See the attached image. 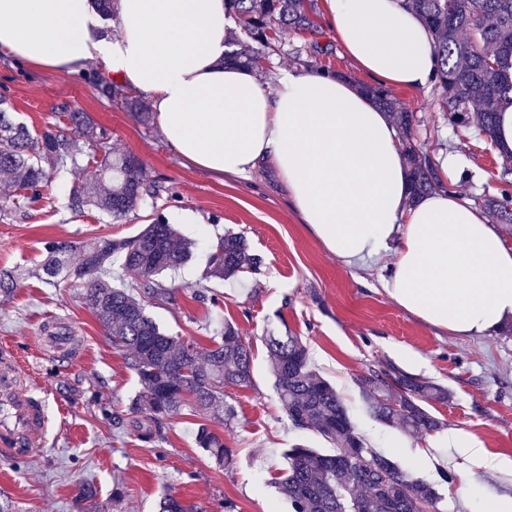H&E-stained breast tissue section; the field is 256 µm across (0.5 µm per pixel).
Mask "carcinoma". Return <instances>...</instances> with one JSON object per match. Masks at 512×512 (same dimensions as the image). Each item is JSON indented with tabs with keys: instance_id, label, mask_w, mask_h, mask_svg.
Returning <instances> with one entry per match:
<instances>
[{
	"instance_id": "cac0c4a2",
	"label": "carcinoma",
	"mask_w": 512,
	"mask_h": 512,
	"mask_svg": "<svg viewBox=\"0 0 512 512\" xmlns=\"http://www.w3.org/2000/svg\"><path fill=\"white\" fill-rule=\"evenodd\" d=\"M427 23L439 59L435 89L440 104L452 112L456 126L496 141L497 119L512 105V0H407ZM238 19L239 49L225 60L247 68L271 48L267 31L314 28L315 0H225ZM375 103L391 114L404 134L403 149L412 197L444 188L432 155L411 139L413 114L381 87L364 85ZM68 123L33 135L0 109V174L22 191L38 188L59 167H83L82 185L69 206H92L120 218L153 194L151 181L133 154H104L105 131L84 112L66 113ZM496 197L478 199L500 224L512 225V181ZM194 243L181 238L171 224L157 219L135 236L106 238L78 247L67 240L45 244L40 276L50 285L69 282L83 303L108 331L136 374L140 390L128 408V423L145 442L162 438L164 421L188 405L204 417L224 416L232 425L235 408L224 399V387L252 383V350L237 329L224 324V336L203 347L192 339L172 336L148 315L144 300L173 299L174 289L159 277L183 266ZM117 257L138 275L127 282L112 275ZM261 260L249 253L245 239L227 233L210 255L209 275L229 279ZM20 274L0 271V297H10ZM269 372L282 410L291 426L312 431L336 445L330 454L299 443L286 451V466L276 484L291 512H441L434 485L414 478L392 458L370 447L358 432L336 388L314 368L309 347L299 336L269 332L264 336ZM368 414L407 436H423L443 427L430 408L446 404L448 388L424 381L388 363L359 380ZM196 443L212 459L228 465L234 449L206 423L199 424ZM158 512H203L173 493L159 501Z\"/></svg>"
}]
</instances>
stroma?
<instances>
[{
	"label": "stroma",
	"mask_w": 512,
	"mask_h": 512,
	"mask_svg": "<svg viewBox=\"0 0 512 512\" xmlns=\"http://www.w3.org/2000/svg\"><path fill=\"white\" fill-rule=\"evenodd\" d=\"M269 36L276 48L264 54L258 70L262 81L304 66L359 85L371 82L326 23L304 32L273 30ZM110 80L95 62L71 73L41 70L0 53V100L17 121L37 135L64 125L68 112H86L106 129L111 152L139 157L156 190L155 197L115 220L93 208H69V195L83 178L72 167L53 171L37 198L19 207L13 204L17 188L0 181V270L22 273L12 296L0 298V346L16 350L50 418L43 448L23 461L0 462V503L11 512H157L160 498L170 491L205 512H289L275 484L285 450L303 442L329 452L333 445L293 429L283 412L263 341L266 329L274 327L307 343L315 367L335 385L372 447L435 484L442 512H472V503L457 493L461 467L449 464L444 440L448 430L459 429L489 452L512 458V332L461 338L419 320L385 294L389 261L351 265L331 254L300 224L282 187L269 179H230L193 166L174 152L155 119L138 117V110L151 108L148 95L129 89L139 105L131 110L105 94ZM389 92L413 112L418 145L433 156L454 157L450 192L466 201L498 195L503 171L498 148L476 135L458 139L435 89L393 86ZM160 215L193 241L194 250L187 264L165 278L176 290L175 301L147 302L149 315L169 334L205 347L228 321L251 343V385L224 390L237 412L235 423L229 430L223 422L211 423L235 450L228 467L196 445L201 419L190 409L167 419L162 439L152 443L115 424L139 390L135 373L76 290L46 284L39 275L48 241L80 245L100 237H131ZM228 231L243 235L263 265L258 273L226 281L205 278L212 247ZM47 319L79 339V359H55L36 338ZM387 363L448 387V403L433 409L444 430L412 438L369 417L358 380ZM421 450L436 458V467L417 464ZM444 469L451 482H442ZM86 484L96 488L94 499L80 497Z\"/></svg>",
	"instance_id": "stroma-1"
}]
</instances>
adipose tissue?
Listing matches in <instances>:
<instances>
[{"label": "adipose tissue", "mask_w": 512, "mask_h": 512, "mask_svg": "<svg viewBox=\"0 0 512 512\" xmlns=\"http://www.w3.org/2000/svg\"><path fill=\"white\" fill-rule=\"evenodd\" d=\"M101 31L89 0H0V52L44 69L91 61L147 93L176 153L227 177L266 171L309 233L347 263L392 255L387 296L463 338L512 324V247L454 193L411 199L403 149L385 112L348 80L305 68L262 84L225 62L224 0H117ZM347 54L381 86L434 82L432 35L405 0H323ZM466 475H512V460L449 432Z\"/></svg>", "instance_id": "1"}]
</instances>
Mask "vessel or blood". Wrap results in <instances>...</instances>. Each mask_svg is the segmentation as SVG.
<instances>
[{"label": "vessel or blood", "mask_w": 512, "mask_h": 512, "mask_svg": "<svg viewBox=\"0 0 512 512\" xmlns=\"http://www.w3.org/2000/svg\"><path fill=\"white\" fill-rule=\"evenodd\" d=\"M43 405L29 390L13 348L0 350V459L19 461L45 442Z\"/></svg>", "instance_id": "vessel-or-blood-1"}]
</instances>
